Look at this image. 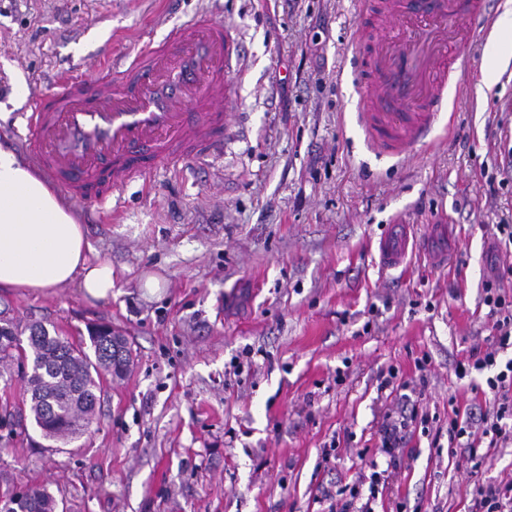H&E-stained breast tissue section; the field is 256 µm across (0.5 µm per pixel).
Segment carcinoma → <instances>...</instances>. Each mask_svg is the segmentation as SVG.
Returning a JSON list of instances; mask_svg holds the SVG:
<instances>
[{
	"label": "carcinoma",
	"instance_id": "cac0c4a2",
	"mask_svg": "<svg viewBox=\"0 0 512 512\" xmlns=\"http://www.w3.org/2000/svg\"><path fill=\"white\" fill-rule=\"evenodd\" d=\"M84 342L51 334L44 326L30 329L21 339L9 321L0 325V362L24 365L23 380L29 399L25 406L0 409V420L22 426L25 413L49 439H73L96 419L105 376L120 378L129 369L130 349L123 336L98 330ZM0 499L7 512H56L57 501L46 484L17 490L6 488Z\"/></svg>",
	"mask_w": 512,
	"mask_h": 512
}]
</instances>
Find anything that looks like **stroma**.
Segmentation results:
<instances>
[{
  "label": "stroma",
  "mask_w": 512,
  "mask_h": 512,
  "mask_svg": "<svg viewBox=\"0 0 512 512\" xmlns=\"http://www.w3.org/2000/svg\"><path fill=\"white\" fill-rule=\"evenodd\" d=\"M373 2L0 0L1 144L18 146L29 100L66 73L93 75L196 12L236 31L242 56L222 153L153 166L105 222L80 210L112 259L109 301L73 284L0 290L19 336L108 325L132 355L78 438L0 430V482L49 485L64 512H322L324 490L368 497L364 449L389 473L375 512H466L462 455L419 432L396 466L377 453L397 403L379 383L397 372L443 419L449 401L484 402L454 368L484 346L491 265H512L497 230L512 224V57L490 56L508 0H488L450 121L401 161L366 148L347 73ZM392 224L414 225L417 243L386 270Z\"/></svg>",
  "instance_id": "stroma-1"
}]
</instances>
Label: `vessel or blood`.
<instances>
[{
  "mask_svg": "<svg viewBox=\"0 0 512 512\" xmlns=\"http://www.w3.org/2000/svg\"><path fill=\"white\" fill-rule=\"evenodd\" d=\"M485 13V0H384L380 40L355 58L363 131L381 152L426 143L450 76L469 70L459 47ZM239 59L231 29L194 15L92 78L66 77L51 100L30 101L22 147L75 202H103L154 164L221 150ZM409 240V228L392 225L383 266L398 265Z\"/></svg>",
  "mask_w": 512,
  "mask_h": 512,
  "instance_id": "vessel-or-blood-1",
  "label": "vessel or blood"
}]
</instances>
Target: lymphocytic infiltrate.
<instances>
[{"label": "lymphocytic infiltrate", "mask_w": 512, "mask_h": 512, "mask_svg": "<svg viewBox=\"0 0 512 512\" xmlns=\"http://www.w3.org/2000/svg\"><path fill=\"white\" fill-rule=\"evenodd\" d=\"M512 274L511 266L496 267L483 287L482 303L492 321L485 338L484 351L478 352L472 365L457 364V377H466L470 370H490L485 384L493 395L492 409L474 416L473 413H453L448 418V445L466 452L465 460L471 474L486 467L492 448L512 446V359L500 361L501 351L512 349V295L500 288V281ZM437 415L428 411L409 410L396 406L389 410L379 429L380 449L387 455L403 447L414 428L430 433ZM467 512H512V479L499 482L475 483L470 492Z\"/></svg>", "instance_id": "obj_1"}]
</instances>
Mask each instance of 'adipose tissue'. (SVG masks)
Masks as SVG:
<instances>
[{"instance_id":"ef3b65f1","label":"adipose tissue","mask_w":512,"mask_h":512,"mask_svg":"<svg viewBox=\"0 0 512 512\" xmlns=\"http://www.w3.org/2000/svg\"><path fill=\"white\" fill-rule=\"evenodd\" d=\"M70 283L87 298L108 300L111 260L96 255L63 196L0 145V288L44 291Z\"/></svg>"}]
</instances>
